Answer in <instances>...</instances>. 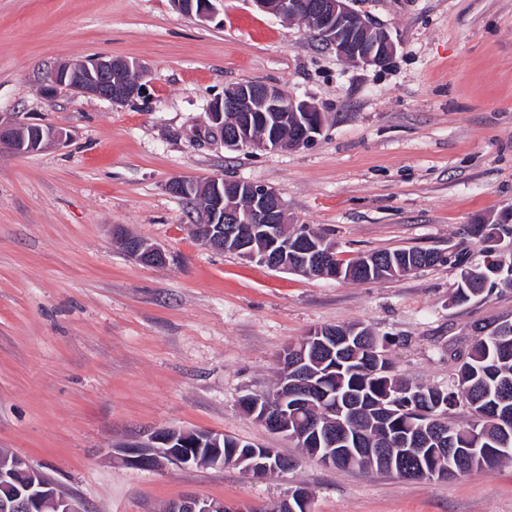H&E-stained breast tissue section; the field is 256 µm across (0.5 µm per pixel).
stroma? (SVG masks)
Wrapping results in <instances>:
<instances>
[{
	"label": "stroma",
	"mask_w": 512,
	"mask_h": 512,
	"mask_svg": "<svg viewBox=\"0 0 512 512\" xmlns=\"http://www.w3.org/2000/svg\"><path fill=\"white\" fill-rule=\"evenodd\" d=\"M353 7L395 41L386 65L344 62L250 0H223L210 21L171 0H0V116L66 134L32 154L0 146V450L85 512H162L189 493L271 512L299 488L312 512H512V464L422 481L328 468L239 406L272 386L290 343L329 325L369 327L400 377L447 385L449 350L475 326L512 322V288L458 307L447 264L374 283L275 270L201 246L166 189L177 177L267 185L346 260L463 240L476 252L470 225L512 219V0ZM96 57L140 63L146 94L45 97L58 64ZM244 81L315 105L317 139L230 151L200 137L209 104ZM116 225L159 245L165 264L130 258ZM161 428L221 432L297 463L256 479L121 460L118 446Z\"/></svg>",
	"instance_id": "35a3bbf8"
}]
</instances>
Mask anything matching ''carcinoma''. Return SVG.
<instances>
[{
    "label": "carcinoma",
    "mask_w": 512,
    "mask_h": 512,
    "mask_svg": "<svg viewBox=\"0 0 512 512\" xmlns=\"http://www.w3.org/2000/svg\"><path fill=\"white\" fill-rule=\"evenodd\" d=\"M233 234L224 237V250L233 252L240 240L254 243L258 251L274 254L280 246L256 231L254 224H234ZM288 240V254L315 257L313 249L327 255L328 266L336 267L340 279L375 282L394 278L392 270L404 276L422 267L448 264L470 273L469 280L458 281L451 302L465 305L493 289L512 288V261L503 264V255L486 246L491 238L512 244L511 224H475L470 235L483 243L479 258L470 255L466 246L456 245L443 254L433 249H383L345 260L336 251L328 234L304 224L297 234L283 232ZM365 344L338 354L336 341L330 336L308 345L306 361L295 366L294 358L280 367L274 393L288 398L299 419L293 422L296 444L305 454L312 445L304 437L315 422L325 425L321 446L328 448L341 441L335 425L336 415L328 413L330 403L356 406L346 421L351 441L360 448H384L383 456L359 454L336 461L338 469H376L392 472L391 459L398 458L401 440L417 437L422 448H483L477 468L462 461L457 476L473 471L489 473L512 462V448L500 450L506 435L512 436V323L504 322L486 336L477 335L464 352L453 353L457 363L455 376L448 387L413 385L393 371L386 354L385 341H376L367 327ZM330 395L332 402L322 401ZM468 410L463 424L452 420L457 408Z\"/></svg>",
    "instance_id": "1"
}]
</instances>
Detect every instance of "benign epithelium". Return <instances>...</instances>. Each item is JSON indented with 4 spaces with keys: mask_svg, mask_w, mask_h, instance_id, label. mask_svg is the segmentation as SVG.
<instances>
[{
    "mask_svg": "<svg viewBox=\"0 0 512 512\" xmlns=\"http://www.w3.org/2000/svg\"><path fill=\"white\" fill-rule=\"evenodd\" d=\"M221 0H172L174 8L203 21L217 14ZM259 10L286 20L306 22L319 39L333 47L336 55L349 63L385 65L396 53L397 47L386 29L356 12L350 0H250ZM136 70L138 80L130 79ZM144 70L123 59L99 57L60 65L51 83L44 89L48 97L58 94L92 95L114 104L126 103L142 94ZM266 110L270 116L264 121L252 120L251 113ZM206 134L221 140L224 147L240 151L260 144L278 149L281 141L269 131L273 122L287 117L301 127V136L295 146L314 142L321 133L324 114L312 104L297 99H284L279 87L251 82L238 83L224 90V96L212 101L207 108ZM64 134L49 126L21 123L0 116V144L6 143L20 153L38 152L51 144H59ZM171 194L190 199L200 190L209 199L210 207L199 213L196 223L210 225V232L200 242L203 246L220 251L224 249V225L258 224L269 239H280V227L288 223L287 209L272 188L262 184L217 177L197 182L184 177L171 180ZM241 256L257 260L273 269L297 272V267L275 255L258 252L245 245ZM127 253L144 265L166 261L165 252L145 240L131 245ZM251 413H261V421L274 434L288 435L286 402L273 394L254 397L249 403ZM206 437L220 443V435L204 431L159 429L147 438L120 446L122 459L131 465L153 469L166 463L182 467H214L229 464L242 467V471L256 477L266 476L288 462L274 448H253L245 455L233 450L199 448L197 438ZM422 448H407L404 456L412 458L416 467L408 474L422 479L444 478L455 473L453 461L439 471L429 469L422 462ZM224 509V502L210 500L196 494H187L172 502L167 512H215ZM284 512H310V497L306 490L297 489L283 499ZM0 512H83L79 502L60 491L42 471L25 458L0 453Z\"/></svg>",
    "mask_w": 512,
    "mask_h": 512,
    "instance_id": "1",
    "label": "benign epithelium"
}]
</instances>
